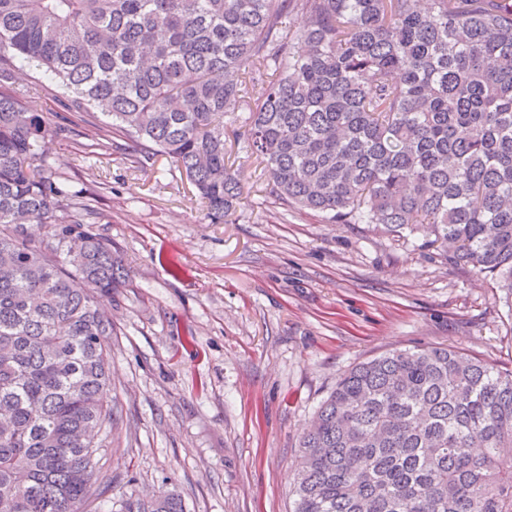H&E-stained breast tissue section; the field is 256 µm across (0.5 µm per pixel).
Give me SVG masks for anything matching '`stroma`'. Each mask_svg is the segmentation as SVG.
I'll use <instances>...</instances> for the list:
<instances>
[{"label": "stroma", "mask_w": 512, "mask_h": 512, "mask_svg": "<svg viewBox=\"0 0 512 512\" xmlns=\"http://www.w3.org/2000/svg\"><path fill=\"white\" fill-rule=\"evenodd\" d=\"M264 83L224 116L244 193L214 224L170 158L118 138L87 148V123L50 132L49 161L90 188L126 272L99 297L112 320V430L96 512L174 491L185 512H292L306 425L357 364L450 347L512 370V293L420 235L331 224L265 196L268 174L237 137Z\"/></svg>", "instance_id": "stroma-1"}]
</instances>
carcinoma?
<instances>
[{
    "mask_svg": "<svg viewBox=\"0 0 512 512\" xmlns=\"http://www.w3.org/2000/svg\"><path fill=\"white\" fill-rule=\"evenodd\" d=\"M23 66L67 112L166 155L214 221L243 194L224 114L247 83L244 143L272 203L419 233L512 291V0H0V512H88L112 425L124 280L73 191ZM45 228L35 237L27 225ZM293 512H512V371L449 348L353 367L303 432ZM124 512H184L163 492Z\"/></svg>",
    "mask_w": 512,
    "mask_h": 512,
    "instance_id": "carcinoma-1",
    "label": "carcinoma"
}]
</instances>
